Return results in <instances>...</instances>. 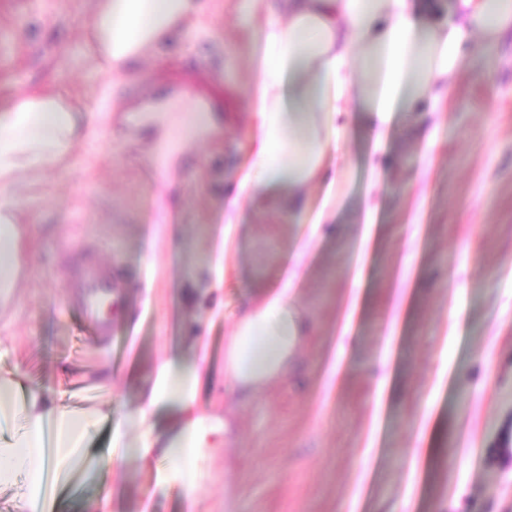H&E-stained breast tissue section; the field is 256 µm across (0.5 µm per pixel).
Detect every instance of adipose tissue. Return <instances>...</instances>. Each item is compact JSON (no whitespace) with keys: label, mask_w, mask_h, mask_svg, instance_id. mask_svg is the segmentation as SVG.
<instances>
[{"label":"adipose tissue","mask_w":512,"mask_h":512,"mask_svg":"<svg viewBox=\"0 0 512 512\" xmlns=\"http://www.w3.org/2000/svg\"><path fill=\"white\" fill-rule=\"evenodd\" d=\"M200 0H97L84 38L105 78L107 105L73 102L62 87L20 88L0 99V290L14 288L20 274L21 203L14 195L26 172L53 168L74 155L82 136L95 133L113 113L133 111L136 130L153 131L162 114L189 112L185 95L148 97L127 105L129 66L149 49L166 51L188 22L200 21ZM512 35V0H450L447 12L425 15L417 0H278L276 15L258 34L260 76L248 91L257 125L254 162L224 205V222L237 223L245 200L265 196L288 212L303 210L305 188L326 184L317 224L335 223L339 175L327 160L331 140L348 136L354 112L366 116L376 142H383L398 102L416 111L425 98L448 94L467 44L486 46ZM293 269L284 282L242 308L224 346V372L240 398L252 399L285 377L308 334L295 306ZM205 375L202 362H160L153 385L133 419L144 428L133 455H153L170 466L158 476L165 488L192 495L195 463L229 431L228 420L195 410ZM181 427L165 436L148 420L169 407ZM22 418L0 439V485L16 487L28 512H50L47 473L59 476L86 461L85 441L97 413L69 411L40 393L21 391L0 378V423Z\"/></svg>","instance_id":"obj_1"}]
</instances>
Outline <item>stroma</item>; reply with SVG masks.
Returning a JSON list of instances; mask_svg holds the SVG:
<instances>
[{
  "instance_id": "obj_1",
  "label": "stroma",
  "mask_w": 512,
  "mask_h": 512,
  "mask_svg": "<svg viewBox=\"0 0 512 512\" xmlns=\"http://www.w3.org/2000/svg\"><path fill=\"white\" fill-rule=\"evenodd\" d=\"M214 40L148 53L131 98L189 92L223 129L195 138L176 121L182 167L161 208L151 144L113 126L69 166L19 189L30 231L24 276L0 304V373L66 405L111 413L87 446L99 467L56 512H512V42L449 81L427 116L394 115L374 146L363 119L332 150L344 207L335 232L312 233L324 192L291 214L269 200L224 224V195L250 152L246 89L258 76L259 0H202ZM96 0H0V98L62 80L99 103L104 79L83 34ZM437 144L424 155L420 131ZM373 195L372 218L363 215ZM226 244V282L215 247ZM308 271L297 306L313 334L288 375L242 403L224 382V339L252 287L273 285L298 245ZM111 266L112 333L96 335L77 301L90 263ZM345 351L333 352L336 343ZM206 352L197 408L230 414L223 444L199 465L194 503L157 484L166 459L125 455L140 431L125 416L163 354ZM390 359L395 394L376 383ZM124 427L112 445L110 427Z\"/></svg>"
}]
</instances>
